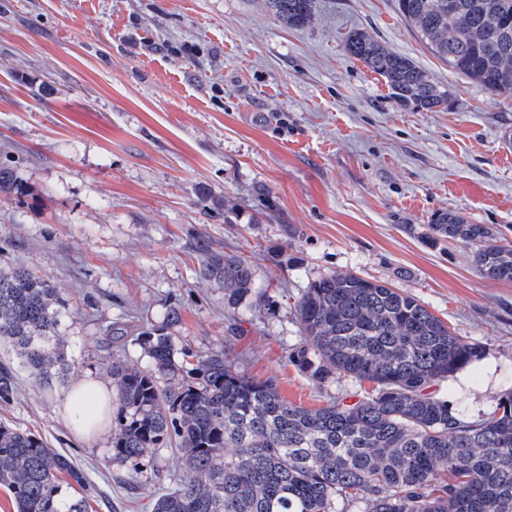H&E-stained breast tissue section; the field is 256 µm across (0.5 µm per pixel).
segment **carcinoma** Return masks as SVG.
Returning a JSON list of instances; mask_svg holds the SVG:
<instances>
[{
	"instance_id": "cac0c4a2",
	"label": "carcinoma",
	"mask_w": 512,
	"mask_h": 512,
	"mask_svg": "<svg viewBox=\"0 0 512 512\" xmlns=\"http://www.w3.org/2000/svg\"><path fill=\"white\" fill-rule=\"evenodd\" d=\"M281 24L311 23L317 0H263ZM396 0L407 25L456 73L512 98V0ZM347 53L383 80L403 108L436 112L448 90L410 58L362 31ZM0 166V193H21ZM465 243L484 276L512 281V242L457 211L428 225ZM206 278L224 286L233 310L256 288L253 262L212 253ZM63 299L22 267L0 269V343L44 384L70 368L58 336ZM299 340L291 362L318 388L349 390L318 408L283 399L273 378L256 380L224 352L176 348L167 323L136 338L150 359L139 369L114 359L112 454L140 464L174 448L182 477L150 494L151 512H512V365L503 393L473 416L470 397L441 382L480 357L412 295L352 272L309 283L296 302ZM17 368L0 362V404L13 400ZM373 383L368 390L363 383ZM0 486L15 512H87L86 478L29 430L0 423Z\"/></svg>"
}]
</instances>
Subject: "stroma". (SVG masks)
Segmentation results:
<instances>
[{"mask_svg": "<svg viewBox=\"0 0 512 512\" xmlns=\"http://www.w3.org/2000/svg\"><path fill=\"white\" fill-rule=\"evenodd\" d=\"M355 30L411 58L448 91L438 112L399 106L344 48ZM512 99L490 95L434 55L394 0H319L284 27L259 0H0V165L25 187L0 194V269L58 288L71 368L46 385L21 377L0 421L70 455L87 512H149L180 473L174 450L114 460L112 431L77 438L64 400L105 365L149 360L143 330L239 370L275 378L307 408L316 388L289 360L294 304L331 272L385 281L482 348L455 377L474 413L512 363V281L483 276L458 241L427 226L455 210L512 239ZM251 259V306L232 336L210 253Z\"/></svg>", "mask_w": 512, "mask_h": 512, "instance_id": "obj_1", "label": "stroma"}]
</instances>
